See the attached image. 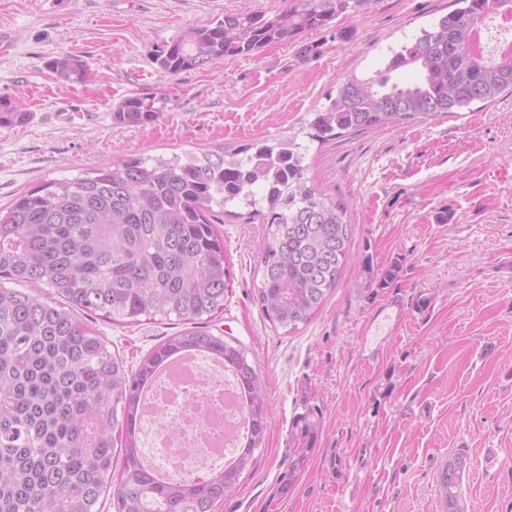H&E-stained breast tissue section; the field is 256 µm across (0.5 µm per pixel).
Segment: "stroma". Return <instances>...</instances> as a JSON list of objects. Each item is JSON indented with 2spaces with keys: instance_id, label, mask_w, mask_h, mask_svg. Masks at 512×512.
<instances>
[{
  "instance_id": "1",
  "label": "stroma",
  "mask_w": 512,
  "mask_h": 512,
  "mask_svg": "<svg viewBox=\"0 0 512 512\" xmlns=\"http://www.w3.org/2000/svg\"><path fill=\"white\" fill-rule=\"evenodd\" d=\"M451 2L350 0L295 42L168 76L154 61L164 41L284 0H0V29L16 35L0 55V97L27 115L0 128V206L129 154L281 138L344 75L373 74ZM62 52L87 61V81L53 77L46 62ZM131 96L154 100L160 120L114 123ZM307 163L346 205L352 237L339 286L296 333L272 326L255 298L267 225L228 216L219 227L231 290L207 330L246 349L271 420L216 512H440L438 476L457 455L468 512H512V97L314 141ZM395 263L398 278L378 287ZM89 322L130 370L182 329ZM309 406L320 424L307 444L296 418Z\"/></svg>"
}]
</instances>
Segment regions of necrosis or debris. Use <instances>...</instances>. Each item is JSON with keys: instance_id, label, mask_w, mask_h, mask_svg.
Returning a JSON list of instances; mask_svg holds the SVG:
<instances>
[{"instance_id": "4bbe7bcc", "label": "necrosis or debris", "mask_w": 512, "mask_h": 512, "mask_svg": "<svg viewBox=\"0 0 512 512\" xmlns=\"http://www.w3.org/2000/svg\"><path fill=\"white\" fill-rule=\"evenodd\" d=\"M242 416L233 380L208 374L202 359L191 357L153 390L147 418L158 428L146 453L168 473L201 474L235 448Z\"/></svg>"}]
</instances>
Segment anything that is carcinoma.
<instances>
[{
    "label": "carcinoma",
    "mask_w": 512,
    "mask_h": 512,
    "mask_svg": "<svg viewBox=\"0 0 512 512\" xmlns=\"http://www.w3.org/2000/svg\"><path fill=\"white\" fill-rule=\"evenodd\" d=\"M453 2L454 10L393 52L384 68L342 81L306 122V137L324 143L344 132L428 123L512 94V54L472 50L476 22L512 12V0ZM348 7L349 0H286L273 15L226 13L164 42L154 61L177 75L254 56L329 25ZM46 67L63 83L90 76L88 64L68 53ZM409 70L418 77L405 83ZM159 116L133 96L113 120L147 124ZM26 118L0 98V127ZM306 152L294 133L221 154L131 155L50 180L0 209V512H98L108 492L115 512H216L236 491L264 443L271 411L245 348L199 327L224 311L231 281L217 225L228 206L266 220L271 241L258 264L259 306L289 333L308 323L341 279L351 228L346 207L308 177ZM82 313L125 325L174 317L186 328L129 372ZM197 353L235 376L247 434L236 456L205 478L161 477L145 465L137 432L145 389L160 369ZM297 425L313 441L315 409L298 414ZM465 467L458 455L442 468L441 512H465Z\"/></svg>",
    "instance_id": "cac0c4a2"
}]
</instances>
